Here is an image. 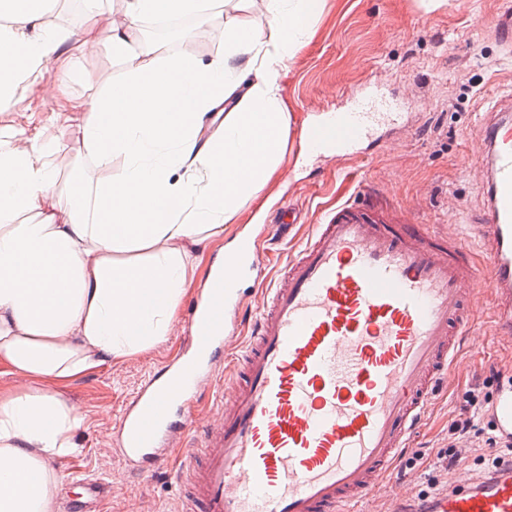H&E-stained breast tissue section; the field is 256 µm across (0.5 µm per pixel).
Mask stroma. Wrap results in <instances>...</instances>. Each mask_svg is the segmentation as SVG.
<instances>
[{"label": "stroma", "instance_id": "stroma-1", "mask_svg": "<svg viewBox=\"0 0 512 512\" xmlns=\"http://www.w3.org/2000/svg\"><path fill=\"white\" fill-rule=\"evenodd\" d=\"M512 0H326L312 40L298 49L280 78L282 98L290 113L285 155L278 174L246 205L234 223L225 225L224 241L232 242L252 225L268 224L282 202L303 213V223L286 240L264 242L280 256L298 248L325 210L353 198L358 179L371 182L384 195L411 209L413 215L440 228L457 224L470 247H477L471 224L483 207L484 194L475 172L483 166L482 147L473 137L482 120V105L512 91V52L502 45L495 20ZM210 23L196 24L173 39L153 42L154 59L192 58L210 62L224 32L225 19L242 28L265 23L264 0H239L224 9L209 5ZM124 0H104L87 14L82 0H61L50 27L74 33L88 23L100 29L122 24ZM66 71L67 91L88 97L122 78L121 63L105 45L69 40L64 54L50 63L37 91H18L0 127L25 132L47 125L58 102L53 94L58 71ZM363 91L396 99L405 124L384 143H365L356 160L331 161L304 152L303 126L316 111L347 108L350 95ZM53 165L62 175L81 171L105 180L120 177L124 162L111 170L97 168L83 145L80 128L58 136ZM481 336H462L459 355L464 368L451 372V385L432 402L428 416L411 440L391 481L407 498L432 494L436 455L448 444V427L466 405L465 393L480 380L488 397L512 386V369L501 357L508 343L498 335L493 312L481 322ZM183 321L175 319L168 338L124 359L97 367L61 385L62 398L84 417L75 438L82 447L75 458L54 462L64 479L58 490V512H179L181 488L168 471L130 472L114 440L121 413L148 376L183 340ZM110 485V493L87 496L84 483Z\"/></svg>", "mask_w": 512, "mask_h": 512}]
</instances>
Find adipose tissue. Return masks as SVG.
Returning <instances> with one entry per match:
<instances>
[{"instance_id": "ef3b65f1", "label": "adipose tissue", "mask_w": 512, "mask_h": 512, "mask_svg": "<svg viewBox=\"0 0 512 512\" xmlns=\"http://www.w3.org/2000/svg\"><path fill=\"white\" fill-rule=\"evenodd\" d=\"M198 0H126V25L86 29L124 65L122 81L50 121L79 126L97 166L121 177L57 191L53 141L0 132V364L40 387L0 398V512H56L81 413L59 384L164 341L202 252L279 169L289 113L279 79L310 39L323 0H265L267 30L224 28L207 63L146 65L131 22L195 9ZM46 0H0V112L63 53L68 33L44 22ZM235 98L224 125L208 115Z\"/></svg>"}]
</instances>
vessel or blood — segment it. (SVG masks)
I'll return each mask as SVG.
<instances>
[{"mask_svg":"<svg viewBox=\"0 0 512 512\" xmlns=\"http://www.w3.org/2000/svg\"><path fill=\"white\" fill-rule=\"evenodd\" d=\"M401 118L346 109L309 121L312 155L354 156ZM485 203L480 251L384 202L360 181L354 199L313 225L305 244L266 280L258 237L242 235L192 302L182 347L123 410L121 454L139 473L177 471L185 512H355L390 481L433 396L459 366L491 297L512 339V114L484 113ZM256 299L251 331L239 312ZM244 336L237 356L229 339ZM215 410L200 413L210 392ZM512 435V389L492 405ZM418 512H512V465L483 483L460 476Z\"/></svg>","mask_w":512,"mask_h":512,"instance_id":"vessel-or-blood-1","label":"vessel or blood"}]
</instances>
